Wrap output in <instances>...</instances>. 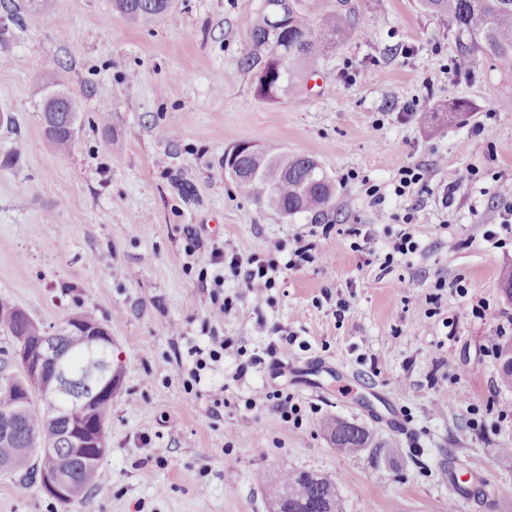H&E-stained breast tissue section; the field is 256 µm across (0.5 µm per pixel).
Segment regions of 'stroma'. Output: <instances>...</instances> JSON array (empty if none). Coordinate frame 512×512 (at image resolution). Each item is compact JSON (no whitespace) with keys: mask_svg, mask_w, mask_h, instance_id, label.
<instances>
[{"mask_svg":"<svg viewBox=\"0 0 512 512\" xmlns=\"http://www.w3.org/2000/svg\"><path fill=\"white\" fill-rule=\"evenodd\" d=\"M15 3L0 10V112L12 116L0 126V296L50 332L77 313L108 325L123 377L91 498L64 507L0 472V512H270L255 475L284 470L334 474L344 512H512V389L484 347L512 319V234L495 195L512 182V111L499 107L512 72L467 54L419 0H352L357 33L301 95L272 101L246 63L242 20L260 0H177V22L148 27L112 0ZM49 68L79 106L64 156L44 135ZM240 142L314 157L335 184L331 208L287 218L242 196L222 166ZM466 165L478 180L446 193L448 168ZM406 166L424 182L399 197ZM404 229L417 252L383 268ZM191 236L203 252L262 258L276 240L282 263L301 236L325 256L282 270L259 306L225 276L222 313ZM480 301L490 318L474 316ZM212 330L231 343L186 390L179 371ZM281 332L296 338L277 351L281 370L249 366ZM263 389L288 393L301 420L248 407ZM389 409L408 433L386 428ZM334 420L398 449L396 462L337 455ZM480 476L494 496L468 492Z\"/></svg>","mask_w":512,"mask_h":512,"instance_id":"35a3bbf8","label":"stroma"}]
</instances>
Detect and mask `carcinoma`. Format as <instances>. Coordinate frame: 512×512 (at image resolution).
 Wrapping results in <instances>:
<instances>
[{"label":"carcinoma","instance_id":"obj_1","mask_svg":"<svg viewBox=\"0 0 512 512\" xmlns=\"http://www.w3.org/2000/svg\"><path fill=\"white\" fill-rule=\"evenodd\" d=\"M429 14L448 19L457 33L467 38L465 49L494 59L512 71V0H419ZM112 10L132 26H148L177 19L174 0H112ZM253 46L267 50L257 89L261 97L275 100L282 93L296 96L305 81L318 74L320 56L355 34L357 15L351 0H261L243 21ZM49 90L44 102V133L59 153H69L75 143L72 130L78 123V106L54 73L45 76ZM233 182L238 191L259 206L291 217L329 206L335 195L332 180L318 161L308 155L288 152L277 145L256 147L247 142L235 146ZM0 330L12 338L37 340L48 334L40 322L7 299H0ZM55 367L66 376L58 395L61 409L72 398L91 394L97 384L101 360L112 357L106 348L93 355L78 330L65 326L54 336ZM501 383L512 388V346H503L499 356ZM15 413L8 447L0 445V470L34 479L41 464L69 479L75 493L58 502L66 506L85 500L95 489L107 448H74L68 440V421L51 417L44 406L43 388L29 380L25 367L0 359V413ZM98 425L107 428L112 418V399L93 402ZM336 453L346 457L363 454L371 459L394 462L393 448L371 447L361 426L338 421L328 426ZM272 512H343L336 477L329 473L285 471L274 479L259 472Z\"/></svg>","mask_w":512,"mask_h":512}]
</instances>
